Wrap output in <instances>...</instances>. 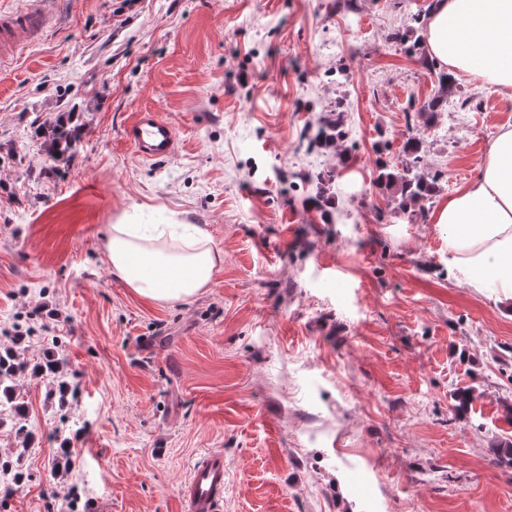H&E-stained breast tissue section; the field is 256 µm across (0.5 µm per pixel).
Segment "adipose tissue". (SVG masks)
<instances>
[{
    "label": "adipose tissue",
    "instance_id": "obj_1",
    "mask_svg": "<svg viewBox=\"0 0 512 512\" xmlns=\"http://www.w3.org/2000/svg\"><path fill=\"white\" fill-rule=\"evenodd\" d=\"M429 54L492 93L512 91V0H435ZM432 220L447 231L460 283L512 300V128H500L475 180L443 201ZM113 276L147 301L168 304L210 287L224 253L198 224H111Z\"/></svg>",
    "mask_w": 512,
    "mask_h": 512
}]
</instances>
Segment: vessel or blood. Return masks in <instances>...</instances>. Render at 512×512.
I'll list each match as a JSON object with an SVG mask.
<instances>
[{"instance_id": "1", "label": "vessel or blood", "mask_w": 512, "mask_h": 512, "mask_svg": "<svg viewBox=\"0 0 512 512\" xmlns=\"http://www.w3.org/2000/svg\"><path fill=\"white\" fill-rule=\"evenodd\" d=\"M48 23L42 9L0 11V60L13 58ZM134 152L149 161L164 160L177 148V134L170 121L151 108L134 112L123 131ZM224 494V453L213 450L200 456L182 488L185 512H217Z\"/></svg>"}]
</instances>
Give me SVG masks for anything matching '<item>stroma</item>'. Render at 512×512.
<instances>
[{"label":"stroma","instance_id":"35a3bbf8","mask_svg":"<svg viewBox=\"0 0 512 512\" xmlns=\"http://www.w3.org/2000/svg\"><path fill=\"white\" fill-rule=\"evenodd\" d=\"M430 2L55 0L0 66V349L55 355L73 390L18 376L34 438L0 425L26 474L0 512H182L214 449L220 512H512V304L460 285L445 231L376 185L419 138L435 210L512 127V96L463 75L470 111L409 114L437 78L390 35ZM144 107L176 128L167 160L123 139ZM332 111L344 137L308 148ZM55 124L79 134L69 161ZM125 213L205 225L210 288L156 304L116 280Z\"/></svg>","mask_w":512,"mask_h":512}]
</instances>
